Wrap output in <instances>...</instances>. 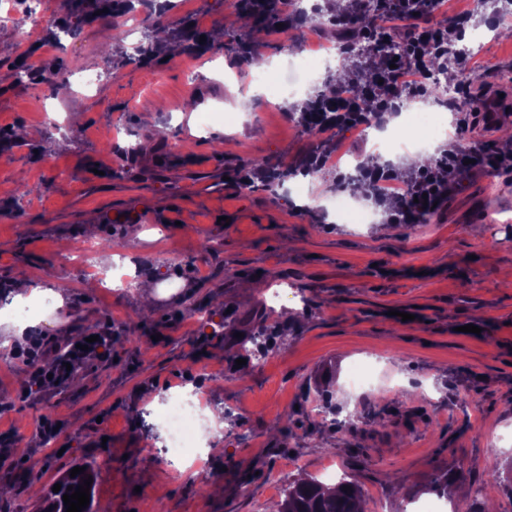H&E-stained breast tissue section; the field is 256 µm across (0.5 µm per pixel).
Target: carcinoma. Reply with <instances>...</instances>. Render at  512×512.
Returning a JSON list of instances; mask_svg holds the SVG:
<instances>
[{"label": "carcinoma", "mask_w": 512, "mask_h": 512, "mask_svg": "<svg viewBox=\"0 0 512 512\" xmlns=\"http://www.w3.org/2000/svg\"><path fill=\"white\" fill-rule=\"evenodd\" d=\"M239 13L246 21V30L236 40L233 48L236 56L250 68H259L264 63L263 55L251 42L255 32H267L277 24L293 28L298 24L310 22L303 9L285 12L279 0H237ZM394 5L390 0H345L340 14L341 28L338 32L340 41L355 45L361 44L357 51L345 49L341 52L339 67L344 77L326 78L322 87L302 104H296L288 118L304 129L309 136L322 134L328 130L339 136L342 131L371 117L383 121L385 111L391 107L387 99L388 80L386 72L388 63L398 58L399 65L415 62L406 49L407 42L399 40L394 30L384 26L389 19H402V16L390 13ZM442 44L430 47V64L457 71L458 57L455 56L457 41L462 33L458 32L456 21L446 20L440 26ZM182 48L196 52L202 47L199 43L200 33L185 24L179 32ZM335 147L331 139H321L313 143L308 156L293 167H284L267 159H253L238 168V184L242 188L254 187L253 177H263L262 186L275 195L284 183L298 174L307 175L314 171V162L326 156ZM448 153L434 156L421 170L411 172L404 185L406 192L392 198L375 191L373 181L365 179L341 178L337 181L339 188L353 191L361 189V197L375 203L391 200L402 224H427L436 212L432 205H424L425 177L429 176L439 187V191L448 188ZM419 202H414V198ZM97 478L90 466L85 471L70 477L65 473L59 477V492H51L44 499L40 512H66L63 495L72 494L88 478ZM349 490H343V487ZM363 492L360 486L344 476L330 487L313 477L299 476L288 481V487L282 493L278 512H363Z\"/></svg>", "instance_id": "carcinoma-1"}]
</instances>
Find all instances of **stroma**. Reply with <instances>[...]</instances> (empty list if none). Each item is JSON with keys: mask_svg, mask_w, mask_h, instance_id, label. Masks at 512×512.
I'll return each mask as SVG.
<instances>
[{"mask_svg": "<svg viewBox=\"0 0 512 512\" xmlns=\"http://www.w3.org/2000/svg\"><path fill=\"white\" fill-rule=\"evenodd\" d=\"M235 2L136 0L117 54L101 40L112 16L90 0H56L35 32L21 16L0 23V70L36 74L0 83V288L21 271L38 292L66 297L0 351L11 401L0 410V512H36L78 462L97 467L95 503L110 512H270L293 477L331 472L355 476L364 512H408L431 500L434 474L460 469L482 497L449 490L448 512H512V484L490 474L491 461L512 456V171L449 176L431 223L398 232L338 223L325 171L301 190L285 182L275 198L237 187L240 162L290 165L309 151L286 97L257 90L219 42L133 61L158 23L171 35L187 19L208 34L241 32ZM494 25L463 90L502 94L512 108V37L499 33L512 14ZM294 32L291 46L271 33L256 44L283 70L294 51L331 45L319 23ZM103 66L107 76L86 88L84 75ZM234 69L240 82L225 84ZM57 72L70 75L67 95L44 83ZM204 112L234 120L203 128ZM502 132L473 111L448 113L443 129L460 147L499 144ZM301 191L318 206L298 205ZM163 252L168 262L155 264ZM121 255L136 278L150 272L170 288L150 316L137 288L86 286L85 264L109 269ZM200 307L209 326L194 321ZM467 324L481 335L463 333ZM94 332L104 347L66 387L35 376L31 357L49 366ZM243 336L259 352L240 350ZM359 363L393 387L351 389ZM175 390L200 392L222 424L223 456L193 474L155 446V414ZM315 401L352 425L322 420Z\"/></svg>", "mask_w": 512, "mask_h": 512, "instance_id": "obj_1", "label": "stroma"}]
</instances>
